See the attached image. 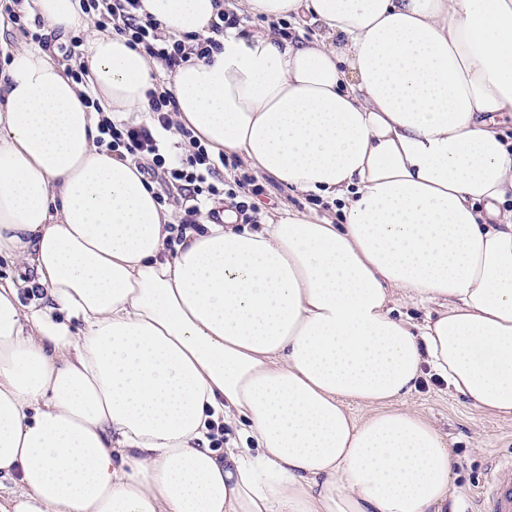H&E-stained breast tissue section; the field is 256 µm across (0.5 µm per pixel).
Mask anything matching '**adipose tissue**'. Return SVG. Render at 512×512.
I'll return each instance as SVG.
<instances>
[{"mask_svg":"<svg viewBox=\"0 0 512 512\" xmlns=\"http://www.w3.org/2000/svg\"><path fill=\"white\" fill-rule=\"evenodd\" d=\"M173 35L213 0H143ZM327 40L224 32L171 89L216 153H241L340 221L282 211L189 233L40 47L0 85V512H441L453 457L403 404L423 368L512 416V0H243ZM63 32L79 0H25ZM102 110L144 112L154 65L92 32ZM435 303L413 323L397 298ZM363 409L350 412L349 403ZM236 428L224 452L210 423ZM33 277H34V275H33L32 270H28V271H26V269L24 270L23 267L12 256L1 253V255H0V279H1V281L7 280V279H10L12 281H17L18 279H21L27 285L29 283H32V280H34ZM26 285L19 287L20 288L19 296H20L21 302L26 306H29L31 304L39 306L40 298L43 294L38 297H32V296L29 297L26 293V289L28 288V286H26Z\"/></svg>","mask_w":512,"mask_h":512,"instance_id":"obj_1","label":"adipose tissue"}]
</instances>
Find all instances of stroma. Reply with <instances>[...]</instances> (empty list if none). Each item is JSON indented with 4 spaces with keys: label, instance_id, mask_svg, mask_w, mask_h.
<instances>
[{
    "label": "stroma",
    "instance_id": "35a3bbf8",
    "mask_svg": "<svg viewBox=\"0 0 512 512\" xmlns=\"http://www.w3.org/2000/svg\"><path fill=\"white\" fill-rule=\"evenodd\" d=\"M312 206L308 196L275 182L259 202L264 214L283 208L304 212ZM316 209L320 216L336 221L335 205L325 202ZM405 404L430 422L453 452L456 464L450 477L449 502L476 499L494 459L512 450V417L480 413L446 384L433 382L426 375L406 396Z\"/></svg>",
    "mask_w": 512,
    "mask_h": 512
}]
</instances>
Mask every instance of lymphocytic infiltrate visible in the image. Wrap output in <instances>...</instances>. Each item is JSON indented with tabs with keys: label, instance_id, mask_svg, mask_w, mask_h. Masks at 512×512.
Segmentation results:
<instances>
[{
	"label": "lymphocytic infiltrate",
	"instance_id": "1",
	"mask_svg": "<svg viewBox=\"0 0 512 512\" xmlns=\"http://www.w3.org/2000/svg\"><path fill=\"white\" fill-rule=\"evenodd\" d=\"M214 6L207 33L176 36L142 12V0H83L96 31L124 37L130 48L163 72L146 92L144 119H116L90 96L84 103L98 114L97 149L134 164L149 185L158 186V204L173 210L175 220L167 226L172 245L182 243L187 233L201 232L203 224L222 223L228 208L234 209L242 223H256L254 200L265 193L264 185L246 174L226 183L221 175L223 158L214 156L178 118L179 107L171 90L174 76L188 63L212 60L223 48L225 29L241 22L236 12L225 9L224 0H214Z\"/></svg>",
	"mask_w": 512,
	"mask_h": 512
}]
</instances>
